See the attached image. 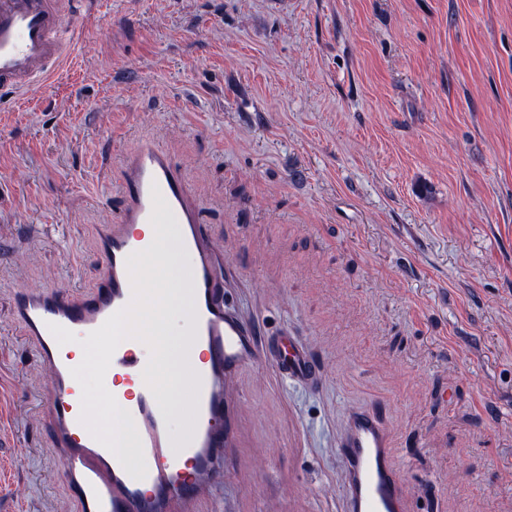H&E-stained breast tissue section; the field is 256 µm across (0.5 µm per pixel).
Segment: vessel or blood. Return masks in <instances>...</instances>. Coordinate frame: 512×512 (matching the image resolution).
<instances>
[{
	"instance_id": "vessel-or-blood-1",
	"label": "vessel or blood",
	"mask_w": 512,
	"mask_h": 512,
	"mask_svg": "<svg viewBox=\"0 0 512 512\" xmlns=\"http://www.w3.org/2000/svg\"><path fill=\"white\" fill-rule=\"evenodd\" d=\"M64 0H0V90L32 98L42 93L66 56L73 32L63 18ZM119 213L97 225L96 252L102 272L91 289L19 291L12 308L41 362L54 375L41 406L50 418L54 444L66 460L65 477L80 512H194L235 444L236 419L230 383L257 359L255 330L226 297L224 249L202 224L201 209L180 166L153 140H141L121 160ZM168 205L162 219L175 246L190 259V347L200 364L189 376L193 414L188 433L172 440L171 412L159 408L143 372L148 363L137 339L123 340L110 363L123 373L128 391L114 398L127 410L140 436L147 473L131 477L116 456L81 423L80 384L71 374L82 350L62 349L50 331L57 324L79 337L99 328L132 298L128 256L146 249L152 189ZM279 366L288 376L308 378L312 362L292 337L279 343ZM393 437L376 412L348 415L340 444L345 459L344 494L350 512H407L402 477L392 455Z\"/></svg>"
}]
</instances>
